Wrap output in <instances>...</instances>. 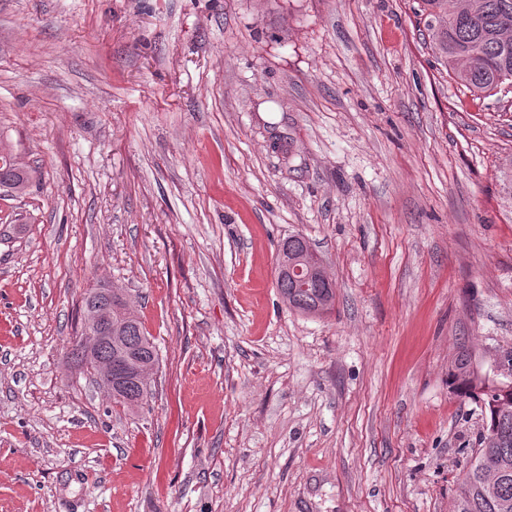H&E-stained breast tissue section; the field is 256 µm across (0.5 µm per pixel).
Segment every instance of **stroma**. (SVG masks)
Returning <instances> with one entry per match:
<instances>
[{"instance_id":"stroma-1","label":"stroma","mask_w":512,"mask_h":512,"mask_svg":"<svg viewBox=\"0 0 512 512\" xmlns=\"http://www.w3.org/2000/svg\"><path fill=\"white\" fill-rule=\"evenodd\" d=\"M421 0H0V512H454L512 350V84ZM25 225L16 233L15 225ZM307 238L331 313L279 299ZM159 354L143 409L71 365L87 289ZM14 153L9 144L0 140V186L14 194H24L31 182L30 167Z\"/></svg>"}]
</instances>
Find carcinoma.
I'll use <instances>...</instances> for the list:
<instances>
[{"label": "carcinoma", "mask_w": 512, "mask_h": 512, "mask_svg": "<svg viewBox=\"0 0 512 512\" xmlns=\"http://www.w3.org/2000/svg\"><path fill=\"white\" fill-rule=\"evenodd\" d=\"M431 45L448 67V75L475 94L487 93L502 84L512 82V40L503 42L498 32L503 23L512 27V0H468L469 14L457 17L460 0H421ZM468 58L476 65L464 70L459 61ZM9 144L0 140V186L15 194H23L31 182L30 167L17 161ZM309 241L300 235L288 237V273L279 277L277 288L283 302L292 310L307 316H322L332 311L335 289L325 271L303 272L294 275ZM112 295V345H105L98 356H90L78 349L75 358L86 371L96 370V358H105L123 352L145 364L158 363V354L140 315L127 297L112 288L89 290L82 300L81 311ZM453 382L464 395H472L481 402L486 419V433H496L493 443L481 442L473 454L468 470L456 490L455 512H512V395L495 384H489L472 364L470 355L463 351L454 361ZM114 403L126 408L145 404L150 384L132 375L119 383ZM492 461L501 472L499 479L488 483L484 466Z\"/></svg>", "instance_id": "carcinoma-1"}]
</instances>
